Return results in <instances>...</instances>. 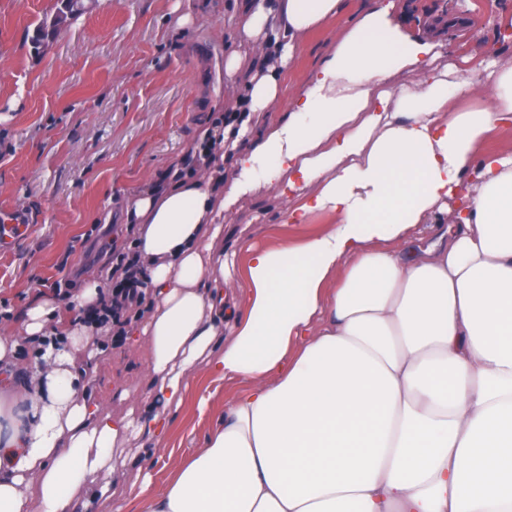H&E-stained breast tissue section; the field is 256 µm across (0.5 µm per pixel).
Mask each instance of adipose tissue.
Instances as JSON below:
<instances>
[{
    "label": "adipose tissue",
    "mask_w": 512,
    "mask_h": 512,
    "mask_svg": "<svg viewBox=\"0 0 512 512\" xmlns=\"http://www.w3.org/2000/svg\"><path fill=\"white\" fill-rule=\"evenodd\" d=\"M341 9L239 0L237 40L259 65L224 59L229 145L127 200L148 274L127 350L155 413L113 415L92 389L95 332L70 312L98 281L27 313L24 335L70 349L35 348L23 367L0 333V512H71L88 481L96 512L132 498L143 512H512V153L481 150L512 127V66L484 67L486 104L463 107L470 72L437 66L382 0L276 115L298 49ZM404 70L418 87H392ZM264 189L286 223L334 222L250 250L242 275L215 244L225 212ZM198 368L246 390L167 485L138 468L117 494L113 448L141 434L165 450L161 411Z\"/></svg>",
    "instance_id": "obj_1"
}]
</instances>
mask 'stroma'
I'll return each mask as SVG.
<instances>
[{
  "instance_id": "1",
  "label": "stroma",
  "mask_w": 512,
  "mask_h": 512,
  "mask_svg": "<svg viewBox=\"0 0 512 512\" xmlns=\"http://www.w3.org/2000/svg\"><path fill=\"white\" fill-rule=\"evenodd\" d=\"M343 0V8L305 41L282 84L279 111L364 5ZM404 26L424 38L436 18L454 12L462 25L440 36L441 62L495 58L512 66V42L497 32L512 28V0H395ZM186 0H93L90 8L63 26L42 47L34 29L53 14L56 0H0V214L20 209L29 215L25 234L0 251V310L5 324L22 329L30 308L50 294L57 281L78 288L84 277L103 271L110 245L126 240L127 198L157 181L194 142L201 123L211 120L208 104L224 96V56L237 48L230 0H212L205 16L186 31L177 21ZM283 203L265 190L225 213L228 228L217 249L245 252L324 232L331 219L308 224L279 220ZM98 383L108 387L114 373L131 396L106 401L115 415L142 411L148 375L141 358L122 357V344L109 332L98 336ZM202 370L188 375L190 392L170 411L172 458L203 447L209 433L238 395L237 383L222 384L205 412H198ZM144 439H129L112 450L108 480L125 491L133 465L163 484L171 460L147 456Z\"/></svg>"
}]
</instances>
